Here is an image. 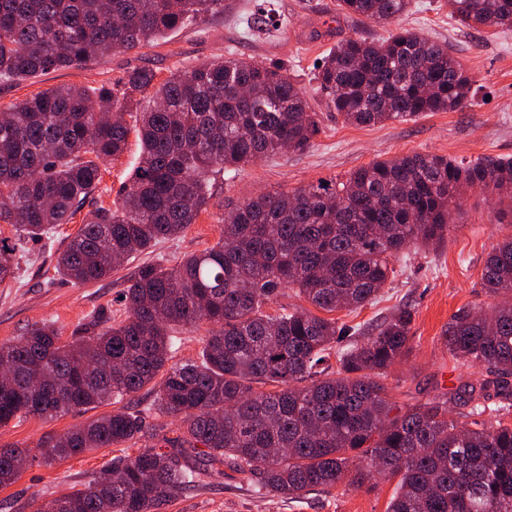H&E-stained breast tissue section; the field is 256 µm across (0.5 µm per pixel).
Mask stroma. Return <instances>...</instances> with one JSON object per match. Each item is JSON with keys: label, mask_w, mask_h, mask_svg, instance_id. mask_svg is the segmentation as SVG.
Wrapping results in <instances>:
<instances>
[{"label": "stroma", "mask_w": 512, "mask_h": 512, "mask_svg": "<svg viewBox=\"0 0 512 512\" xmlns=\"http://www.w3.org/2000/svg\"><path fill=\"white\" fill-rule=\"evenodd\" d=\"M440 2L412 0L410 12L398 24L375 25L342 12L337 0H267L263 5L279 24L254 36L247 19L261 5L258 0H224L222 13L177 29L160 44L117 51L89 67L0 84L3 108L60 85L92 89L136 67H152L162 80L172 71L232 55L282 66L304 87L320 128L305 151H283L238 172L213 175L208 209L184 233L162 241L151 252L122 261L102 281L76 283L56 270V255L77 233L84 217L99 206L113 204L139 165L140 145L136 138H129L125 152L107 164L99 188L86 201L80 217L56 226L48 238L26 243L18 251L14 279L0 283V342L22 335L36 323L54 324L69 337L83 334L92 321L108 325L123 319L120 296L137 266L155 260L172 266L184 255L209 248L220 237L224 215L253 194L292 191L322 179H339L373 161L407 153L456 160L512 157V29L462 28ZM399 25L447 42L472 80L473 106L369 127L345 123L317 93L313 80L316 65L342 39L377 41ZM511 207L492 193L477 188L463 191L452 211L456 228L443 243L414 247L393 259L396 277L376 303L355 311H336L339 321L364 330L390 316L396 307H413L410 351L392 368L388 380L390 394L399 405L440 398L447 401L455 419L465 414V407L451 400L450 394L461 383L484 378L486 368L458 364L441 334L458 310L499 304V297L484 288L482 272L496 244L512 235V224L495 223L493 215ZM86 419L81 412L52 421L29 418L10 422L0 428V449L36 448L42 439L65 434ZM117 454V449L101 448L51 464L33 462L12 485L0 487V512H35L39 504L87 483ZM394 488V482L377 478L357 488L342 484L328 492L312 491L291 500L272 501L259 497L228 468L223 477L204 480L158 512H387Z\"/></svg>", "instance_id": "35a3bbf8"}]
</instances>
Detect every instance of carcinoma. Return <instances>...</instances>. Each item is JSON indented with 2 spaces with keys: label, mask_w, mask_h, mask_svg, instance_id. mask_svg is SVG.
<instances>
[{
  "label": "carcinoma",
  "mask_w": 512,
  "mask_h": 512,
  "mask_svg": "<svg viewBox=\"0 0 512 512\" xmlns=\"http://www.w3.org/2000/svg\"><path fill=\"white\" fill-rule=\"evenodd\" d=\"M371 23H391L410 0H339ZM462 26L512 28V0H446ZM224 10V0H0V82L86 66L149 45ZM139 67L90 91L62 85L0 112V283L15 278L16 248L68 224L124 151L142 160L56 256L76 283L105 278L116 259L181 234L210 200L208 177L234 172L286 145L306 150L319 132L302 88L282 68L228 57L172 73ZM314 79L344 122L374 126L473 103L472 81L448 45L408 29L382 41L345 38ZM150 98L130 126L124 115ZM512 197V159L457 162L410 153L347 178L244 201L217 243L174 267L142 263L122 302L126 318L63 339L32 325L0 343V427L53 419L131 399L152 385V410L178 417L164 449L117 456L80 488L36 512H157L204 477L233 469L262 497L295 498L370 471L397 480L388 512H512V302L458 311L442 339L462 366L486 377L458 396L464 420L432 399L391 415L388 370L409 352L414 311L397 308L361 342L330 313L375 301L391 259L448 233L466 188ZM484 286L512 295V236L488 256ZM297 290L305 308L270 302ZM210 326L200 357L172 362L175 333ZM142 419L127 408L28 448L0 449V486L22 465L137 444Z\"/></svg>",
  "instance_id": "cac0c4a2"
}]
</instances>
